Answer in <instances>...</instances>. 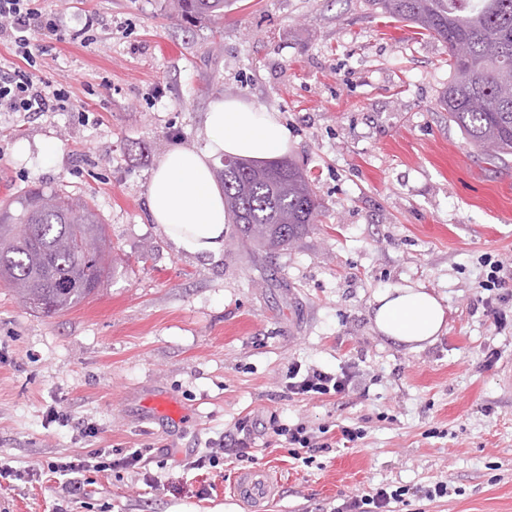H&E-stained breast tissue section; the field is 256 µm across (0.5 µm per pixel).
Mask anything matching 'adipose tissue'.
<instances>
[{"instance_id":"obj_1","label":"adipose tissue","mask_w":512,"mask_h":512,"mask_svg":"<svg viewBox=\"0 0 512 512\" xmlns=\"http://www.w3.org/2000/svg\"><path fill=\"white\" fill-rule=\"evenodd\" d=\"M205 126L204 148H170L148 187L153 222L176 249L194 254L215 253L224 244L228 216L215 161L224 156L270 160L287 153L289 141L288 129L276 113L237 98L212 100ZM373 321L383 336L414 346L438 335L445 309L423 287H395L376 296Z\"/></svg>"}]
</instances>
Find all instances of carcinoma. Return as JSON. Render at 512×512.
Listing matches in <instances>:
<instances>
[{
    "label": "carcinoma",
    "mask_w": 512,
    "mask_h": 512,
    "mask_svg": "<svg viewBox=\"0 0 512 512\" xmlns=\"http://www.w3.org/2000/svg\"><path fill=\"white\" fill-rule=\"evenodd\" d=\"M390 17L448 44L450 79L439 99L465 142L490 162L512 157V0H369ZM178 14L224 18V0H175ZM239 232L274 253L305 234L320 208L303 169L290 160L227 157L217 172ZM0 212V280L35 309L60 314L98 290L112 248L92 205L56 189L25 192ZM98 252L84 258L77 238Z\"/></svg>",
    "instance_id": "cac0c4a2"
}]
</instances>
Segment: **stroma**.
Instances as JSON below:
<instances>
[{
    "label": "stroma",
    "instance_id": "stroma-1",
    "mask_svg": "<svg viewBox=\"0 0 512 512\" xmlns=\"http://www.w3.org/2000/svg\"><path fill=\"white\" fill-rule=\"evenodd\" d=\"M45 6L68 27L89 13L99 26L93 43L37 55L67 111L0 114V209L64 189L94 206L117 261L102 288L52 317L0 283V462L152 448L145 468L85 473L67 512H249L233 484L252 468L278 483L266 512H336L382 485L407 490L395 512H512V158L487 163L440 108L447 44L368 0H231L216 29L170 18L169 0ZM217 97L278 113L288 159L316 187V223L284 250L228 224L219 253L180 252L150 218L153 170L172 146L204 147ZM491 258L507 279L503 325L485 311ZM404 285L440 299L433 343L377 332L376 296ZM293 363L350 370L354 386L289 394ZM155 399L180 416L154 413ZM273 415L330 428L333 447L289 445L263 429ZM240 423L251 458L182 469ZM342 425L363 439L342 446ZM439 480L451 496L409 493ZM54 503L50 481L0 484V512Z\"/></svg>",
    "mask_w": 512,
    "mask_h": 512
}]
</instances>
